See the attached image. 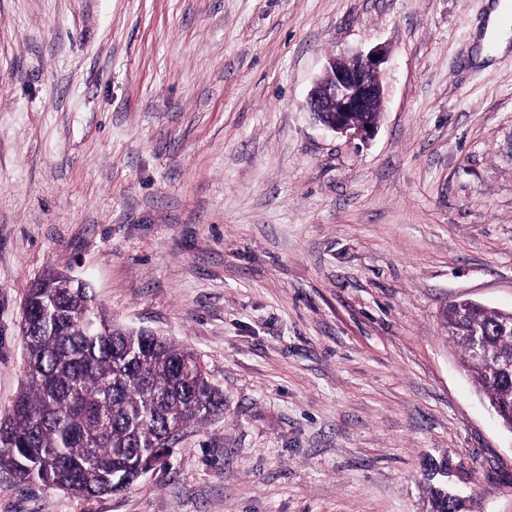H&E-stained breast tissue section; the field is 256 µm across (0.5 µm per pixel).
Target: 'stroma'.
<instances>
[{
  "label": "stroma",
  "mask_w": 512,
  "mask_h": 512,
  "mask_svg": "<svg viewBox=\"0 0 512 512\" xmlns=\"http://www.w3.org/2000/svg\"><path fill=\"white\" fill-rule=\"evenodd\" d=\"M491 0H0V413L49 268L191 348L224 413L128 490L0 512H512V433L442 314L512 310V50ZM389 52L373 137L306 100ZM487 51L489 62L478 59ZM507 7L508 4L506 2L491 5L483 38V43L493 39L497 44L499 52H503L507 49L510 40L508 27L501 23V16ZM448 469V459H441L440 461L431 459L429 461L426 469L428 479L432 481L439 476L446 478V480L441 479L437 482V486L431 487L430 509L428 512H451L450 509L452 508L456 509L453 512H470L468 510L469 504L467 505L469 497L462 496L448 487Z\"/></svg>",
  "instance_id": "35a3bbf8"
}]
</instances>
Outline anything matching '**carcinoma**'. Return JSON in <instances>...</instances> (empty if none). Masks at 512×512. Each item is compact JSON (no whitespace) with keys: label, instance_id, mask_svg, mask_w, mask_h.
Returning a JSON list of instances; mask_svg holds the SVG:
<instances>
[{"label":"carcinoma","instance_id":"obj_1","mask_svg":"<svg viewBox=\"0 0 512 512\" xmlns=\"http://www.w3.org/2000/svg\"><path fill=\"white\" fill-rule=\"evenodd\" d=\"M448 340L477 390L512 422V370L473 361V338L512 357V311L461 301L444 314ZM25 380L0 415V471L72 495L121 492L150 459L169 455L192 424L224 413V392L197 354L144 330L123 328L89 286L55 269L35 280L21 317ZM448 460H431L428 512H469L448 487Z\"/></svg>","mask_w":512,"mask_h":512}]
</instances>
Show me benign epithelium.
<instances>
[{
	"instance_id": "obj_1",
	"label": "benign epithelium",
	"mask_w": 512,
	"mask_h": 512,
	"mask_svg": "<svg viewBox=\"0 0 512 512\" xmlns=\"http://www.w3.org/2000/svg\"><path fill=\"white\" fill-rule=\"evenodd\" d=\"M384 52L332 58L311 89L307 108L315 121L350 138H369L377 122H358L355 112L384 111Z\"/></svg>"
}]
</instances>
